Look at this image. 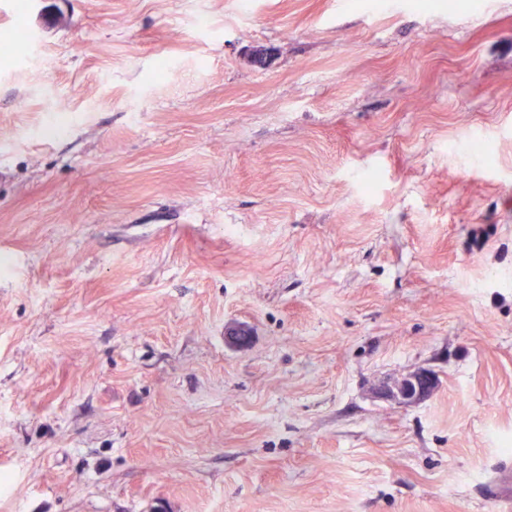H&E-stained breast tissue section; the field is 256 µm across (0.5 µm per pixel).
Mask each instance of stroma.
<instances>
[{"label":"stroma","instance_id":"35a3bbf8","mask_svg":"<svg viewBox=\"0 0 512 512\" xmlns=\"http://www.w3.org/2000/svg\"><path fill=\"white\" fill-rule=\"evenodd\" d=\"M3 42L0 512H496L512 0H0ZM436 376L426 370H417L392 385L379 388L380 396L401 405H410L429 398L437 388Z\"/></svg>","mask_w":512,"mask_h":512}]
</instances>
